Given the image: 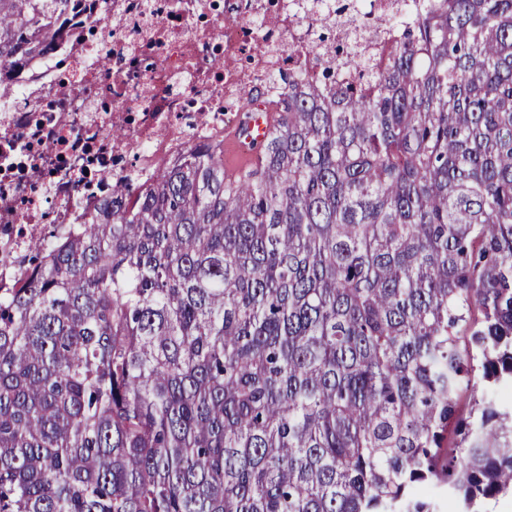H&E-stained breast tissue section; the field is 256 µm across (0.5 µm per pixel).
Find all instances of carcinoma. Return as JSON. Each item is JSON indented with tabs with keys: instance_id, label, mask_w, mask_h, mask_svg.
<instances>
[{
	"instance_id": "obj_1",
	"label": "carcinoma",
	"mask_w": 512,
	"mask_h": 512,
	"mask_svg": "<svg viewBox=\"0 0 512 512\" xmlns=\"http://www.w3.org/2000/svg\"><path fill=\"white\" fill-rule=\"evenodd\" d=\"M76 0H0L4 71ZM270 75L258 164L188 142L0 277V512H460L512 488V0Z\"/></svg>"
}]
</instances>
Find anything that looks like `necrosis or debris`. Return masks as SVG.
I'll list each match as a JSON object with an SVG mask.
<instances>
[{"label": "necrosis or debris", "instance_id": "1", "mask_svg": "<svg viewBox=\"0 0 512 512\" xmlns=\"http://www.w3.org/2000/svg\"><path fill=\"white\" fill-rule=\"evenodd\" d=\"M83 3L41 72L0 107L2 235L67 229L99 205L105 175L143 183L189 141L223 139L241 86L311 52L272 0ZM255 18L269 39L252 38Z\"/></svg>", "mask_w": 512, "mask_h": 512}]
</instances>
